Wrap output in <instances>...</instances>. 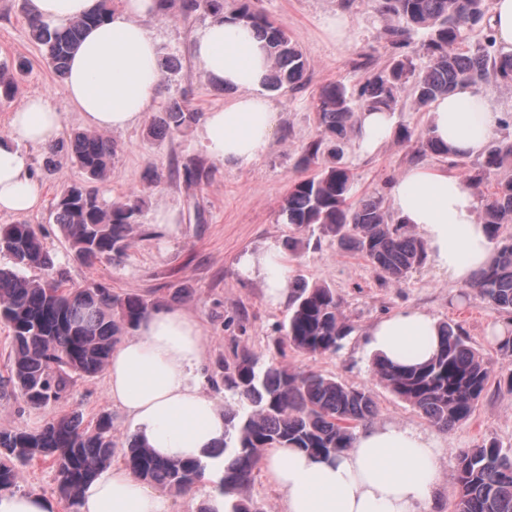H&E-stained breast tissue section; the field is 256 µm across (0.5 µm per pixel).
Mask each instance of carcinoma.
<instances>
[{"instance_id": "obj_1", "label": "carcinoma", "mask_w": 512, "mask_h": 512, "mask_svg": "<svg viewBox=\"0 0 512 512\" xmlns=\"http://www.w3.org/2000/svg\"><path fill=\"white\" fill-rule=\"evenodd\" d=\"M111 7L112 0H100L96 12L65 28L27 14L30 34L58 77L65 76L83 31L102 22ZM182 8L222 16L224 0H183ZM379 12L390 20L386 36L394 48L409 45L411 31H425L421 47L430 64L418 71L409 54H395L357 91L341 82L321 88L315 104L321 136L304 147L301 158L303 166H315L317 171L291 184L279 217L294 230L318 229L336 237L340 247L363 256L386 280L400 284L425 263L427 249L402 222L394 221L382 197L356 196L355 175L343 162L344 147L356 133V112H392L405 93L427 109L457 84L477 85L490 76L511 86L512 55L494 49L490 32L467 49L459 48L468 31L488 25L490 0H379ZM230 18L250 26L265 41L270 91L293 89L303 81L309 63L281 27L245 2ZM26 73L23 61L0 66L1 103L15 97ZM198 116L187 105L172 101L153 130L161 137L171 135ZM400 138H414L423 151L450 159L474 187L496 177L483 216L495 253L469 289L489 308L511 317L512 236H502V229L512 224V145L493 141L483 157L469 163L452 156L428 129L414 133L404 128ZM63 148L86 176L83 182L64 186L55 204L56 223L71 253L88 266L121 257L132 244L141 200L137 194L113 202L99 197L94 183L109 175L112 141L98 133H78L50 146V153ZM0 253L10 259V264L0 265V318L12 331L10 375L0 391L16 393L31 406L55 404L76 380L102 373L114 345L156 307L148 295L114 293L101 284L65 287L63 277L53 275L52 259L31 224L1 225ZM25 268H38L43 276L28 277ZM340 308L341 301L329 286L291 280L288 313L277 327L275 353L237 343L220 365L224 391L229 393L222 448L206 461L160 459L131 435L121 448L123 464L143 482L175 493L190 490L211 468L219 474L214 487L224 499V512H260L249 489L267 449L288 445L329 457L351 447L357 429L377 413L372 393L283 361L288 348L308 355L340 351L353 331ZM440 329L439 348L427 363L398 368L375 356L372 369L393 395L432 427L450 432L471 418L487 391L491 369L460 324L442 322ZM115 453L112 415L107 412L98 415L91 429L83 426L82 414L73 412L37 430H0V489L18 483V466L50 458L59 495L71 512H77L83 490L110 467ZM453 484V512H512V449L490 440L462 451Z\"/></svg>"}]
</instances>
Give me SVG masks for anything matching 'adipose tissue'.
Returning <instances> with one entry per match:
<instances>
[{
  "label": "adipose tissue",
  "mask_w": 512,
  "mask_h": 512,
  "mask_svg": "<svg viewBox=\"0 0 512 512\" xmlns=\"http://www.w3.org/2000/svg\"><path fill=\"white\" fill-rule=\"evenodd\" d=\"M99 0H29L30 12L62 28L94 12ZM156 0H122L102 23L86 30L69 60L64 92L86 124L104 132L141 120L160 88V46L140 17ZM191 52L207 77L235 90L224 107L204 114L199 140L215 160L247 167L274 135V112L265 94L267 51L253 30L214 18L201 28ZM358 141L377 150L391 135L392 113H358ZM503 117L463 83L432 103L429 128L457 155L479 157ZM62 116L49 99L34 97L13 112L0 136V211L23 214L40 201L38 184L20 147L49 146ZM400 220L419 228L429 254L449 281L470 285L490 260L494 243L478 216L479 201L462 177L420 165L389 186ZM246 279L259 282L269 301L288 300L291 273L278 244L242 254ZM439 342L438 323L410 308L367 331V349L400 366L426 362ZM107 393L136 434L163 457L204 458L224 439V407L203 388V331L178 308L152 310L134 335L113 350L105 371ZM434 436L411 427L368 424L351 448L320 460L296 448L268 449L263 463L284 512H435L438 458ZM78 512H170L168 499L131 472L112 467L84 492Z\"/></svg>",
  "instance_id": "adipose-tissue-1"
}]
</instances>
